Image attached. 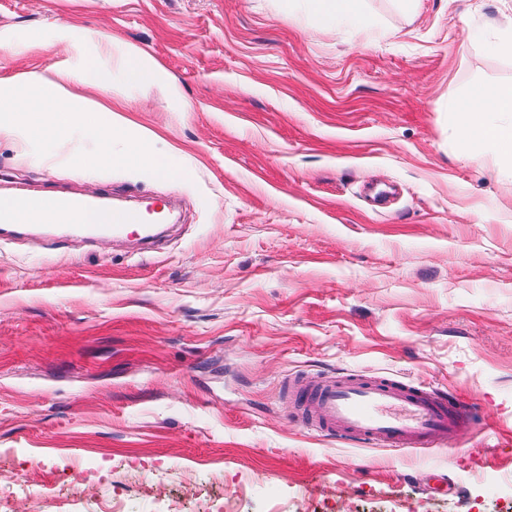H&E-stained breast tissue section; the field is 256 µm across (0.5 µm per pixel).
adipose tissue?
Listing matches in <instances>:
<instances>
[{"mask_svg":"<svg viewBox=\"0 0 512 512\" xmlns=\"http://www.w3.org/2000/svg\"><path fill=\"white\" fill-rule=\"evenodd\" d=\"M307 11L328 25L365 29L367 16L362 0H305ZM0 46L21 52L38 48L52 51L57 61L44 69H27L0 77V139L24 144L30 155L55 168L56 158L42 151L45 137L79 136L88 148H75L69 161L83 169L107 168L127 176H166L181 180L172 164L175 149L148 133H132L120 107L93 98V91L107 97L160 84L172 101L181 98L172 80L148 51L130 47L115 58L104 34L86 36L73 26L55 28L45 45L17 43L11 29L0 28ZM461 137L495 148L499 162L512 168V84L478 86L463 99L451 102Z\"/></svg>","mask_w":512,"mask_h":512,"instance_id":"obj_1","label":"adipose tissue"}]
</instances>
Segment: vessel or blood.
<instances>
[{
    "instance_id": "obj_1",
    "label": "vessel or blood",
    "mask_w": 512,
    "mask_h": 512,
    "mask_svg": "<svg viewBox=\"0 0 512 512\" xmlns=\"http://www.w3.org/2000/svg\"><path fill=\"white\" fill-rule=\"evenodd\" d=\"M107 208L105 196H67L60 199L29 196V223L57 217L71 233L95 238L128 234L137 212L120 210L113 224H90V212ZM305 408L308 424L322 436L354 445L384 448H427L458 442L473 429L472 408L447 400L429 387L392 378L357 374L313 378Z\"/></svg>"
}]
</instances>
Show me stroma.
<instances>
[{"instance_id":"1","label":"stroma","mask_w":512,"mask_h":512,"mask_svg":"<svg viewBox=\"0 0 512 512\" xmlns=\"http://www.w3.org/2000/svg\"><path fill=\"white\" fill-rule=\"evenodd\" d=\"M273 0H0V27L67 21L148 50L179 85L128 119L189 184L49 170L0 139V191L174 205L150 251L0 233V466L21 512H102L66 477L132 461L119 512H512V169L453 100L512 83L490 44L512 0H365L325 30ZM338 371L473 403L464 444L369 448L298 418L288 379Z\"/></svg>"}]
</instances>
